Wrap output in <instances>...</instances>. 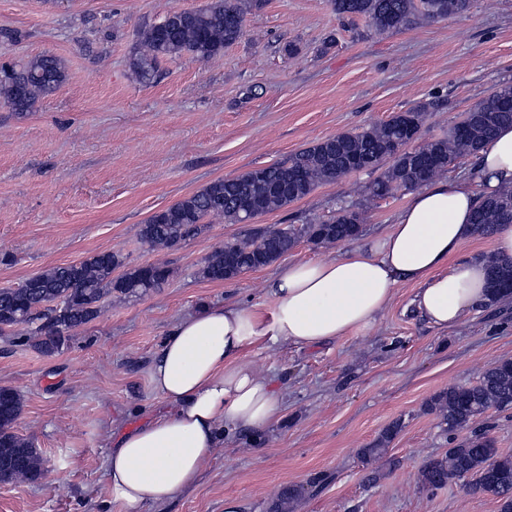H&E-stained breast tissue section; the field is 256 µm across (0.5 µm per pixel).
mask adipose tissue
I'll return each mask as SVG.
<instances>
[{
	"label": "adipose tissue",
	"mask_w": 512,
	"mask_h": 512,
	"mask_svg": "<svg viewBox=\"0 0 512 512\" xmlns=\"http://www.w3.org/2000/svg\"><path fill=\"white\" fill-rule=\"evenodd\" d=\"M512 187V126L478 156L472 179L416 189L380 237L323 260L282 265L267 288L271 314L255 305H206L180 317L150 366L165 401L147 423L111 438L108 492L126 512L172 500L192 487L224 433H263L276 425L284 399L272 379L245 358L265 339L315 346L371 328L399 283L414 285V312L441 329L491 306L483 257L460 250L474 235L480 194Z\"/></svg>",
	"instance_id": "ef3b65f1"
}]
</instances>
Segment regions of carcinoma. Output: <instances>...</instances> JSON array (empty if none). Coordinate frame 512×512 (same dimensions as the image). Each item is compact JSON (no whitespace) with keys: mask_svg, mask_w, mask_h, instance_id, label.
I'll return each mask as SVG.
<instances>
[{"mask_svg":"<svg viewBox=\"0 0 512 512\" xmlns=\"http://www.w3.org/2000/svg\"><path fill=\"white\" fill-rule=\"evenodd\" d=\"M263 0H208L194 10L172 11L145 24L130 56V68L142 83L150 84L161 61L189 55L206 62L224 55V48L246 35L245 17ZM339 16H361L374 34L394 32L466 14L472 0H331ZM67 72L61 58L44 52L30 60L0 64V98L18 115L34 110L40 99L61 89ZM430 107L417 105L389 120L361 131L343 132L292 153L270 166L257 167L218 179L194 194L154 213L141 226L142 242L168 249L197 234L215 219L239 224L286 207L311 194L323 183L338 182L358 170L376 174L368 186L375 199L413 191L448 171L461 157H475L480 148L505 125H512V82H503L469 110L448 133L404 150L416 139ZM364 212L341 209L318 222L288 226V232L268 230L250 241L228 242L215 251L203 268L212 281L232 280L263 268L288 253L301 240L316 246L350 242L363 232ZM472 224L480 236H490L499 224H512V190L482 197ZM120 255L95 253L85 260L51 267L32 277V287L0 289V334L18 336L43 355L60 352L70 332L98 318L100 301L116 293L138 297L165 284L167 265L153 262L126 270ZM496 297L512 295V258L488 261ZM41 321L32 327L35 321ZM0 459L12 461L0 471V482H34L44 472V459L33 442L13 431L22 412V399L13 388L0 387ZM512 409V359L487 368L474 385H454L435 395L428 410L435 413L454 446L445 455L426 460L417 475L422 490L467 481L473 494L498 499L500 512H512V455L503 454L486 432L473 423L490 410ZM402 424L394 422L361 450L370 462L385 451Z\"/></svg>","mask_w":512,"mask_h":512,"instance_id":"1","label":"carcinoma"}]
</instances>
